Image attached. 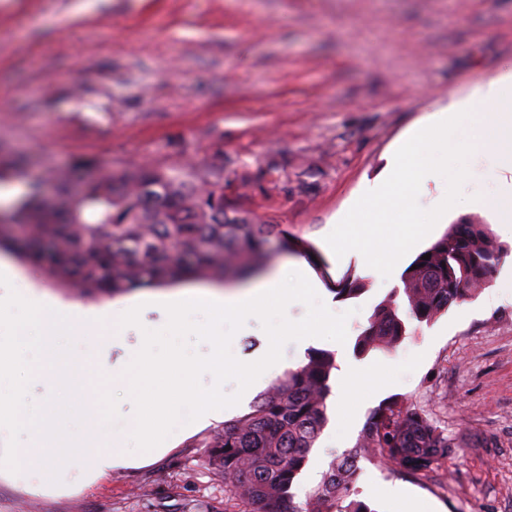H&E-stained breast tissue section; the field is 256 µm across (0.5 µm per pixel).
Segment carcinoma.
Segmentation results:
<instances>
[{
	"label": "carcinoma",
	"mask_w": 512,
	"mask_h": 512,
	"mask_svg": "<svg viewBox=\"0 0 512 512\" xmlns=\"http://www.w3.org/2000/svg\"><path fill=\"white\" fill-rule=\"evenodd\" d=\"M76 166L94 169L78 196L70 174L51 171L54 199L33 183L0 214L21 232L4 231L0 244L63 288L113 297L187 277L236 284L267 267L274 238L292 253L314 254L283 225L258 224L227 209L224 189L207 172L133 164L114 169L93 158ZM505 252L486 224L468 219L450 225L424 250L430 259L417 256L402 275L403 288L374 308L356 351L395 348L407 336V321L428 323L475 297ZM365 287L363 279L345 276L336 294L352 298ZM335 369L334 353H308L305 363L258 396L250 412L205 441L208 464L224 479L225 504L238 512H375L357 498L361 462L419 478L448 456L453 442L432 419L402 400L385 401L307 492L305 510H298L292 488L328 423Z\"/></svg>",
	"instance_id": "obj_1"
}]
</instances>
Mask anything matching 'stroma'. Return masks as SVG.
Masks as SVG:
<instances>
[{"label":"stroma","instance_id":"1","mask_svg":"<svg viewBox=\"0 0 512 512\" xmlns=\"http://www.w3.org/2000/svg\"><path fill=\"white\" fill-rule=\"evenodd\" d=\"M511 69L512 0H0V188L23 194L80 157L212 172L227 206L285 225L315 250L302 262L274 247L272 268L302 262L327 307L349 314L345 343H287L280 373L313 350L375 369L355 388L349 421L329 420L312 457L331 461L370 411L400 398L456 447L423 479L362 463L359 499L392 512L384 492L397 488L430 512H512V304L488 301L503 268L473 299L409 322L398 348L361 355L358 335L401 277L370 273L353 256L332 261L325 241L432 105ZM12 264V286L98 311L99 354L111 363L142 328L166 324L163 302L222 289L192 280L140 290L141 327L120 329L115 298ZM350 273L366 290L345 299L332 286ZM238 415L229 407L178 427L166 452L88 486L74 466L51 486L25 470L0 477V512H224L202 443Z\"/></svg>","mask_w":512,"mask_h":512}]
</instances>
